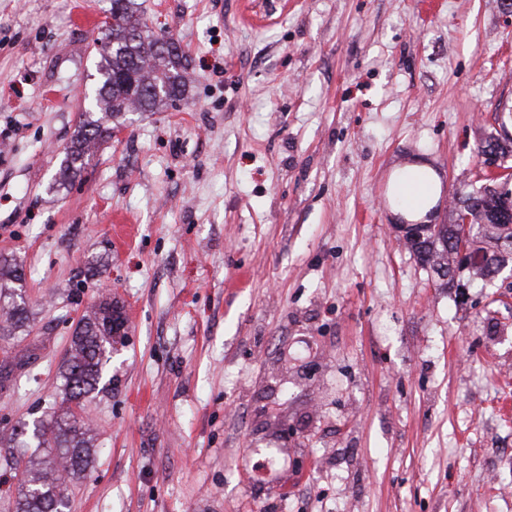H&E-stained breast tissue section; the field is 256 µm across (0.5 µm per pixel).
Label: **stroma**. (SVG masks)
Segmentation results:
<instances>
[{"label": "stroma", "mask_w": 512, "mask_h": 512, "mask_svg": "<svg viewBox=\"0 0 512 512\" xmlns=\"http://www.w3.org/2000/svg\"><path fill=\"white\" fill-rule=\"evenodd\" d=\"M187 91L56 179L92 110L110 0H0V254L29 363L0 427L40 417L79 318L122 313L69 512H512V274L469 298L391 213L431 214L512 137V0H138ZM285 465L265 480L254 458Z\"/></svg>", "instance_id": "35a3bbf8"}]
</instances>
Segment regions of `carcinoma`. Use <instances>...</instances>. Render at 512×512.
<instances>
[{
  "label": "carcinoma",
  "mask_w": 512,
  "mask_h": 512,
  "mask_svg": "<svg viewBox=\"0 0 512 512\" xmlns=\"http://www.w3.org/2000/svg\"><path fill=\"white\" fill-rule=\"evenodd\" d=\"M112 26L103 39L97 68L100 82L95 97L96 112H84L60 169L61 184L89 165L94 149L112 139V130L122 125L131 105L148 112L164 101L176 102L185 90L183 56L168 31L155 32L134 9L133 0H111ZM503 194L494 185H481L460 199L452 224H419L407 238L420 260L443 271V276L461 268L460 249L477 259L467 275L485 280L512 259L501 254L502 244L512 240V219L501 218ZM469 216L467 235H460L461 214ZM27 320L22 295V273L12 259L0 255V338L22 330ZM123 319L112 297L103 296L80 319L62 366V385L54 399L50 418L28 424L19 422L0 431L1 448H26L34 443L44 457L21 464L4 458L14 472L19 496L15 512H64L68 506L67 485L87 475L94 460L89 423L77 412L99 390L102 370L112 353V337Z\"/></svg>",
  "instance_id": "cac0c4a2"
}]
</instances>
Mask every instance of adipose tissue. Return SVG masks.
Returning a JSON list of instances; mask_svg holds the SVG:
<instances>
[{"instance_id": "obj_1", "label": "adipose tissue", "mask_w": 512, "mask_h": 512, "mask_svg": "<svg viewBox=\"0 0 512 512\" xmlns=\"http://www.w3.org/2000/svg\"><path fill=\"white\" fill-rule=\"evenodd\" d=\"M442 181L429 164H412L400 169L394 187L401 199L393 214L402 220L426 224L441 193Z\"/></svg>"}]
</instances>
